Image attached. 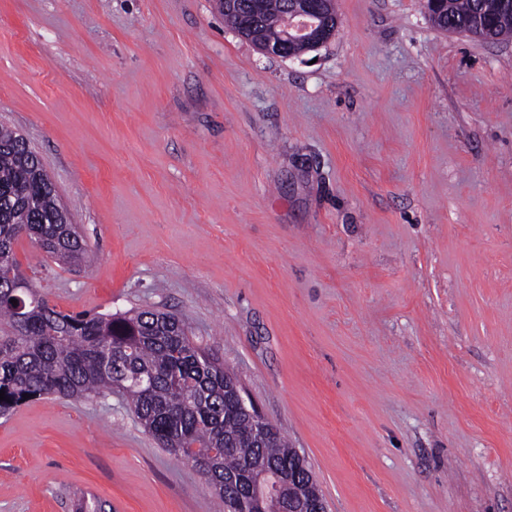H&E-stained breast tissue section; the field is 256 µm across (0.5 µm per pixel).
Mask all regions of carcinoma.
<instances>
[{
  "mask_svg": "<svg viewBox=\"0 0 512 512\" xmlns=\"http://www.w3.org/2000/svg\"><path fill=\"white\" fill-rule=\"evenodd\" d=\"M287 0H218L224 23L255 45L267 37L251 20L281 12ZM482 0H453L430 21L440 29L470 20ZM512 34V8L492 16L489 32ZM56 190L38 155L16 131L0 126V415L29 398H91L118 391L145 431L164 448L197 467L223 505L222 512H259L253 506L247 467L271 471L293 468L298 451L279 428L258 437L238 396L224 385V364L188 335L174 315L142 310L105 315L63 313L51 307L26 279L14 245L25 236L50 257L72 266L91 256L71 224L56 211ZM28 304L19 316L12 301ZM292 507L320 490L311 476L294 483Z\"/></svg>",
  "mask_w": 512,
  "mask_h": 512,
  "instance_id": "1",
  "label": "carcinoma"
}]
</instances>
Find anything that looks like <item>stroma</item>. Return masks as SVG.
Instances as JSON below:
<instances>
[{"instance_id":"stroma-1","label":"stroma","mask_w":512,"mask_h":512,"mask_svg":"<svg viewBox=\"0 0 512 512\" xmlns=\"http://www.w3.org/2000/svg\"><path fill=\"white\" fill-rule=\"evenodd\" d=\"M269 57L214 0H0V125L93 259L65 313L158 310L306 457L329 512H512V39L334 0ZM221 512L124 397L0 416V512Z\"/></svg>"}]
</instances>
